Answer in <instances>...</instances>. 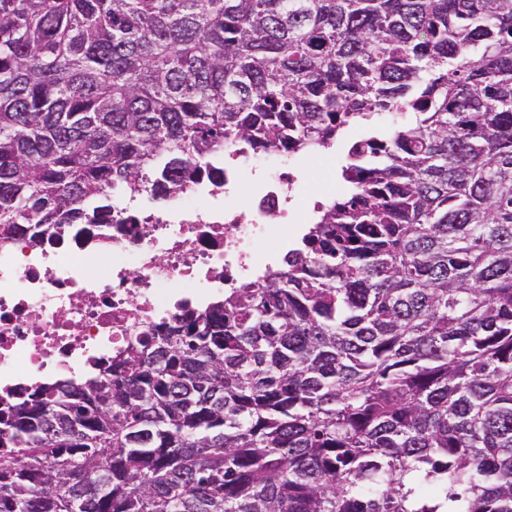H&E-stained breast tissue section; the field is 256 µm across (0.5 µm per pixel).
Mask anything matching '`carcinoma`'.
<instances>
[{"label":"carcinoma","instance_id":"carcinoma-1","mask_svg":"<svg viewBox=\"0 0 512 512\" xmlns=\"http://www.w3.org/2000/svg\"><path fill=\"white\" fill-rule=\"evenodd\" d=\"M356 125L288 272L0 405V512H512V0H0L7 238Z\"/></svg>","mask_w":512,"mask_h":512}]
</instances>
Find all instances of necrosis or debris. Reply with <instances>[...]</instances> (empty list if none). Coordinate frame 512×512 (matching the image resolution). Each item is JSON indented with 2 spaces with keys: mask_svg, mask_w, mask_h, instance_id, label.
<instances>
[{
  "mask_svg": "<svg viewBox=\"0 0 512 512\" xmlns=\"http://www.w3.org/2000/svg\"><path fill=\"white\" fill-rule=\"evenodd\" d=\"M333 157L296 147H225L158 209L113 196L96 224H64L38 244L0 239V399L94 372L152 328L219 301L274 269L332 184ZM110 254L108 276L84 263Z\"/></svg>",
  "mask_w": 512,
  "mask_h": 512,
  "instance_id": "4bbe7bcc",
  "label": "necrosis or debris"
}]
</instances>
